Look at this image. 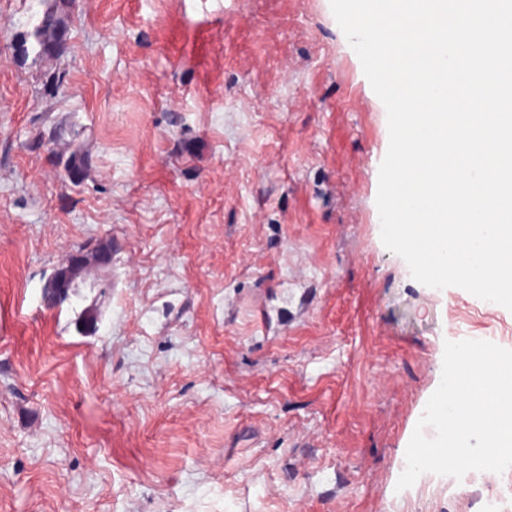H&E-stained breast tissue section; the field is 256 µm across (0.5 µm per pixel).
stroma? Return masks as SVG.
I'll list each match as a JSON object with an SVG mask.
<instances>
[{
    "label": "stroma",
    "instance_id": "1",
    "mask_svg": "<svg viewBox=\"0 0 512 512\" xmlns=\"http://www.w3.org/2000/svg\"><path fill=\"white\" fill-rule=\"evenodd\" d=\"M42 10L0 0V512H512L490 471L396 488L445 342L512 348V311L383 245L387 113L330 0H76L70 54L23 58ZM84 129L76 125L56 127L50 138L49 151L56 157L58 163L63 164L64 179L74 186L80 185L90 168L91 157L80 146L76 145ZM62 146V151L57 152L56 146ZM66 153L68 156L64 159ZM78 248L68 254L66 262L56 269V296L65 301L77 285L86 284V278L94 267L109 265L112 261V242L98 244L97 247L86 250ZM81 256L77 257L78 254ZM54 271V272H55Z\"/></svg>",
    "mask_w": 512,
    "mask_h": 512
}]
</instances>
